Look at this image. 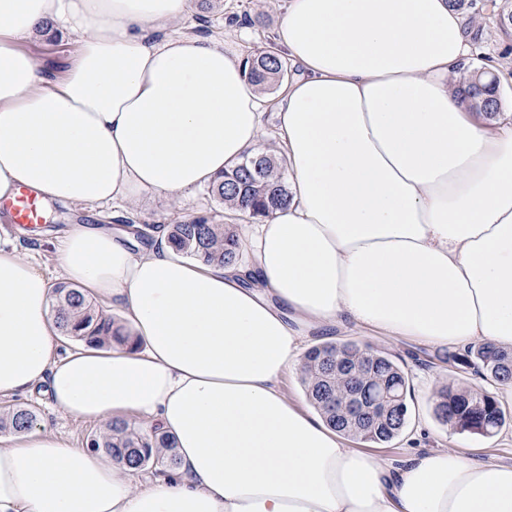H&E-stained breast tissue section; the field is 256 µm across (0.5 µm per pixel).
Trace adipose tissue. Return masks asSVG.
Masks as SVG:
<instances>
[{
    "instance_id": "obj_1",
    "label": "adipose tissue",
    "mask_w": 512,
    "mask_h": 512,
    "mask_svg": "<svg viewBox=\"0 0 512 512\" xmlns=\"http://www.w3.org/2000/svg\"><path fill=\"white\" fill-rule=\"evenodd\" d=\"M186 2L0 0V199L129 210L269 147L289 191L230 266L160 228L138 246L73 225L62 275L131 347L62 350L47 278L0 241V394L42 385L73 418L144 419L177 455L137 484L44 427L0 435V512H512V463L435 448L394 465L281 389L315 333L512 350V114L462 100L480 66L463 16L287 0L273 36L300 72L271 97L218 37L174 29ZM48 26L78 37L60 72L22 46Z\"/></svg>"
}]
</instances>
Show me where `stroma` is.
<instances>
[{
    "instance_id": "1",
    "label": "stroma",
    "mask_w": 512,
    "mask_h": 512,
    "mask_svg": "<svg viewBox=\"0 0 512 512\" xmlns=\"http://www.w3.org/2000/svg\"><path fill=\"white\" fill-rule=\"evenodd\" d=\"M475 2L480 6L479 11L465 16L468 27L478 34L477 39L471 42L472 51L474 55L483 57L499 76L506 89L503 109L508 112L512 110V34L506 35L499 30L495 19L483 10L484 0ZM285 6L286 0H188L186 12L177 25L184 30H203L223 36L227 45L247 58L257 51L274 49L273 29ZM77 40V35L72 32L54 28L30 36L24 45L36 57L50 58L61 64L71 58ZM195 215L212 217L219 224L229 223L231 219L222 203L205 185L190 195L142 206L135 221L139 224H174ZM45 216L46 231L38 235L19 232L16 226L0 219V240L7 238L14 241L20 253L29 258L54 286L62 281L54 241L62 239L72 225L95 222L111 227L115 220L111 209H102L99 218L95 219L84 206L77 204L46 205ZM369 343L375 348L400 355L408 365L411 382L410 417L405 433L388 447L377 449L379 458L389 462L403 459L408 452L409 436L420 424L425 425L430 433L431 445L468 448L480 459L486 458L491 450L502 459L512 458V420L490 437L449 432L447 426L441 424L432 413L433 387L424 385L421 380L422 374L436 371L441 381L479 388L483 385L480 376L444 365L442 358L445 351L441 348L380 337L370 338ZM16 407L32 410L41 425L62 435L77 448L87 447L102 429L101 424L78 420L55 409L41 386L24 396L0 394V413Z\"/></svg>"
}]
</instances>
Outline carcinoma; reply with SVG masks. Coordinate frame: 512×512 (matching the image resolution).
<instances>
[{"instance_id":"obj_1","label":"carcinoma","mask_w":512,"mask_h":512,"mask_svg":"<svg viewBox=\"0 0 512 512\" xmlns=\"http://www.w3.org/2000/svg\"><path fill=\"white\" fill-rule=\"evenodd\" d=\"M500 29H512V0H487ZM248 79L270 86L286 78L276 54L261 52L245 60ZM486 87L479 78L468 82L470 106L477 112H495L501 101L480 99ZM228 210H244L251 216H268L288 203L282 166L273 155L246 157L220 176L211 187ZM168 242L204 263L231 265L239 261V239L224 224L207 216H193L167 225ZM53 310L62 335L88 346L126 345L131 336L113 317L95 309L77 287L61 283L53 290ZM448 360L472 367L490 382L512 380V351L492 343L470 345L464 353H450ZM301 383L309 403L324 421L347 437L376 447L398 438L408 423L411 386L406 364L399 357L353 340L326 341L308 349L300 368ZM435 418L456 431L490 437L509 420L506 409L486 389L446 383L432 397ZM36 415L18 408L0 417V430L29 429ZM90 448L102 449L112 458L139 470L147 466L175 464L174 445L169 436L132 427L115 419L90 440Z\"/></svg>"}]
</instances>
